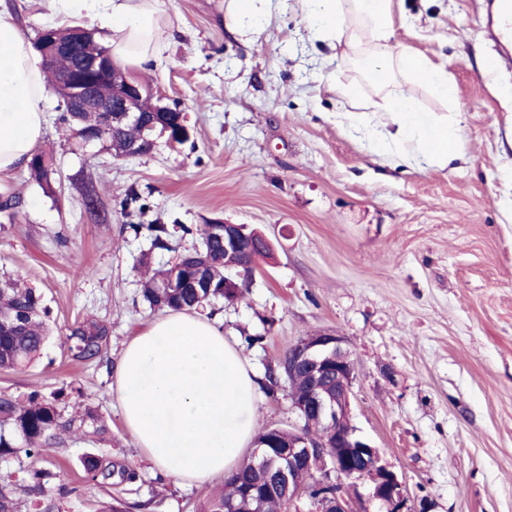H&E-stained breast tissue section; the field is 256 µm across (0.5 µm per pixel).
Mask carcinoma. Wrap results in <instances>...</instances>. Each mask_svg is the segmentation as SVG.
Returning <instances> with one entry per match:
<instances>
[{
    "mask_svg": "<svg viewBox=\"0 0 512 512\" xmlns=\"http://www.w3.org/2000/svg\"><path fill=\"white\" fill-rule=\"evenodd\" d=\"M48 86L58 95L59 131L66 140L83 145L92 136H102L106 142L119 145L143 135L139 126L120 130L100 127L99 116L90 112H68L65 93L55 83V73L46 70ZM32 178L40 185L51 187L55 174L53 155L41 150L33 153L28 163ZM136 233L146 232L152 250H173L172 232L165 224H134ZM185 234L199 235V245L183 255L176 264L159 268L151 266L150 256L144 255L145 274L141 280V296L151 307L171 311L192 310L221 299L234 300L243 296L246 281L239 280L234 293L224 294V278L232 270L224 266V232L217 224L205 223L197 229L181 224ZM49 308L43 295L11 277H0V372L27 367L40 357L49 339L47 323ZM111 327L106 322L88 317L74 323L66 336L69 351L80 362L100 358L107 348ZM107 425L98 410L86 405L67 414L60 398L46 397L32 391L19 398L0 393V457L24 454L36 464L44 460L48 448L59 447L72 438L103 440ZM82 467L92 480L117 478L118 483H134L136 471L116 466L100 456L83 458ZM33 481L30 492L37 495L32 506L36 512H54L55 495H67L74 489L51 483L53 474L44 468L29 471ZM277 468H270L251 459L244 463L224 490L210 495L200 505L199 512H288V499L282 494L266 495L265 488L275 484Z\"/></svg>",
    "mask_w": 512,
    "mask_h": 512,
    "instance_id": "cac0c4a2",
    "label": "carcinoma"
}]
</instances>
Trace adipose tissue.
<instances>
[{
    "label": "adipose tissue",
    "mask_w": 512,
    "mask_h": 512,
    "mask_svg": "<svg viewBox=\"0 0 512 512\" xmlns=\"http://www.w3.org/2000/svg\"><path fill=\"white\" fill-rule=\"evenodd\" d=\"M65 15L84 13L106 30L113 58L149 70L159 58L164 0H56ZM312 38L326 42L333 59H356L378 76L381 100L370 118L336 115L371 150L397 163L446 169L458 160L460 130L420 110L396 78L414 76L452 97L447 70L395 49L394 0H298ZM276 0H224V27L257 41ZM250 27H243L244 19ZM47 90L40 59L12 15L0 11V174L26 167L45 133ZM386 114L379 122L375 113ZM115 394L125 427L160 477L204 486L230 478L256 433L257 385L240 351L199 311L154 319L122 348L114 367Z\"/></svg>",
    "instance_id": "adipose-tissue-1"
}]
</instances>
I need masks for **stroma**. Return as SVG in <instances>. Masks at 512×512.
Listing matches in <instances>:
<instances>
[{
	"label": "stroma",
	"instance_id": "35a3bbf8",
	"mask_svg": "<svg viewBox=\"0 0 512 512\" xmlns=\"http://www.w3.org/2000/svg\"><path fill=\"white\" fill-rule=\"evenodd\" d=\"M26 38L37 28L80 24L53 13L50 0H0ZM224 0H170L161 27L174 38L157 68L140 73L186 115L190 139L159 142L148 155L117 160L101 146L61 138L49 106L41 150L53 153L52 192L28 170L0 176V192L22 205L0 224V274L23 278L51 311L53 335L35 364L0 373V393L64 392L66 409L98 408L106 442L75 440L48 449L44 465L73 491L60 512H95L118 497L134 512H196L209 487L155 478L126 431L112 395L111 366L124 343L160 309L140 296V258L172 263L197 235L175 232L154 251L136 224L198 227L221 218L263 231L274 244L248 291L213 306L226 339L257 376L299 339L344 337L356 364L351 421L406 483L412 512H512V64L486 78L496 56L481 27L478 0H400L396 44L444 65L451 100L410 80L424 111L457 119L463 156L447 170L392 166L345 127L340 112L366 111L377 90L354 67L341 78L346 99L327 91L332 66L311 41L295 6L274 15L255 43L229 34ZM112 213L108 224L82 216L84 182ZM139 191L144 211L119 203ZM94 317L111 328L100 362L72 361L68 326ZM287 382L259 388V428L296 420ZM94 453L135 469L124 487L84 478Z\"/></svg>",
	"mask_w": 512,
	"mask_h": 512
}]
</instances>
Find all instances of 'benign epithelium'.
Returning <instances> with one entry per match:
<instances>
[{"mask_svg":"<svg viewBox=\"0 0 512 512\" xmlns=\"http://www.w3.org/2000/svg\"><path fill=\"white\" fill-rule=\"evenodd\" d=\"M90 35L92 32L83 26L73 27L65 38L57 30H46L40 34L37 49L50 62L70 52L74 37L87 42ZM106 77L112 79L114 93L112 99L100 102L95 99L92 87ZM63 84L69 92V111L96 112L103 116L107 127L139 125L155 130L161 125L162 133L168 134L167 145L171 148L190 136L185 125L177 133L169 132L164 126L163 114L176 112L178 108L165 103L162 94L125 72L106 52L87 53L78 66L65 72ZM147 98L152 102L150 116L141 107V102ZM156 146V139L142 137L124 145L113 157L127 159L146 155ZM215 223L224 225V261L237 269L238 277L248 274L261 259L256 247L263 244L271 249L269 238L261 232H250L243 224L220 219ZM293 348L294 353L288 355V360L279 361V366L283 368L282 376L300 375L305 379L301 400L292 402L298 424L288 428L285 445H279L283 429L274 427L264 443L255 445L252 453L257 459L262 449L279 448L269 460L277 463L279 483L275 488L288 493V509H298V502L305 498L310 501L312 512H371L368 504L373 502L379 504L377 512H413L408 506L404 482L367 439L354 433L336 439V444L332 445L326 438L317 439L305 433V425L312 417L321 419L329 428L350 418L356 368L344 338L318 334L302 339ZM332 446L338 447V451H330ZM315 459L320 478L311 488L297 480L298 464L304 462L309 466ZM366 483L371 486L367 494L361 492Z\"/></svg>","mask_w":512,"mask_h":512,"instance_id":"7a95c632","label":"benign epithelium"}]
</instances>
